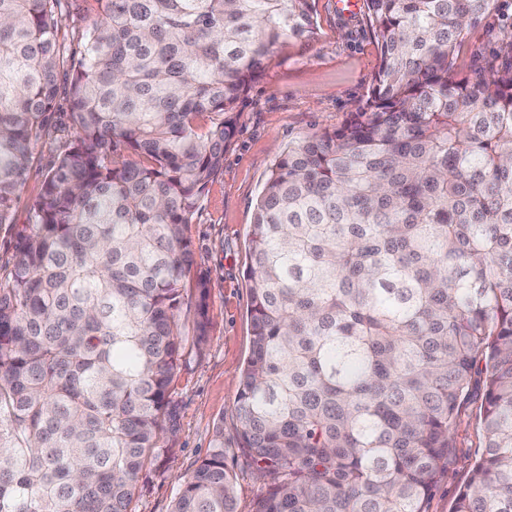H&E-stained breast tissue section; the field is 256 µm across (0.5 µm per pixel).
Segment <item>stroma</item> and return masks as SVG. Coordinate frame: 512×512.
Listing matches in <instances>:
<instances>
[{
    "mask_svg": "<svg viewBox=\"0 0 512 512\" xmlns=\"http://www.w3.org/2000/svg\"><path fill=\"white\" fill-rule=\"evenodd\" d=\"M317 32L313 39L276 44L269 63L251 80L236 108L233 142L224 171L207 186L184 235L194 255L191 278L209 283V330L203 346L187 344L172 385L180 425L163 463L146 465L131 512H170L185 476L213 447L216 424L224 426V466L230 474L238 512H252L265 483L239 448L235 405L240 373L252 348L247 270L255 202L270 166L288 144L344 126L362 111L380 64L363 7L342 11L337 0H313ZM512 26V0L471 25L456 51L455 73L496 64L503 32ZM61 129L40 140L20 192L12 223L0 225V283L11 268L13 242L28 222L44 176L62 142L69 138V104L59 95ZM470 402L456 427V459L433 490L427 512H452L458 490L470 478L483 452V436Z\"/></svg>",
    "mask_w": 512,
    "mask_h": 512,
    "instance_id": "stroma-1",
    "label": "stroma"
}]
</instances>
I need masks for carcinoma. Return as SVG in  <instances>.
<instances>
[{
    "instance_id": "obj_1",
    "label": "carcinoma",
    "mask_w": 512,
    "mask_h": 512,
    "mask_svg": "<svg viewBox=\"0 0 512 512\" xmlns=\"http://www.w3.org/2000/svg\"><path fill=\"white\" fill-rule=\"evenodd\" d=\"M0 0V225L33 146H59L0 285V512H131L179 429L193 308L183 227L224 169L234 112L312 0ZM495 0H364L380 66L364 111L288 148L257 203L253 331L235 412L267 490L252 512H426L482 395L484 451L452 512H512V30L454 76ZM171 512H237L224 424ZM98 5L94 0H86L81 2V9L79 15L73 20L68 19L62 28L61 37L65 35V38L69 40L70 32L75 27H89L97 19L98 16Z\"/></svg>"
}]
</instances>
